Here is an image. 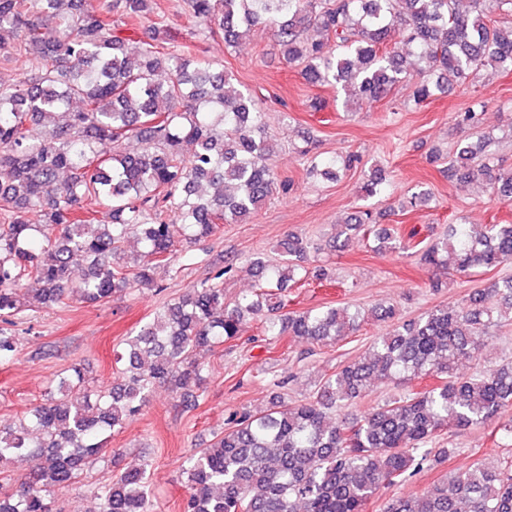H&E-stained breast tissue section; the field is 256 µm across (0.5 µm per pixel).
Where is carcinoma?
<instances>
[{
	"label": "carcinoma",
	"instance_id": "1",
	"mask_svg": "<svg viewBox=\"0 0 512 512\" xmlns=\"http://www.w3.org/2000/svg\"><path fill=\"white\" fill-rule=\"evenodd\" d=\"M0 0V30L19 35L13 51L28 71L0 83V361L16 354L6 329L25 307L22 289L50 306L69 298L105 303L133 283L153 284V269L173 261L177 240L196 241L238 223L279 189L274 154L255 96L236 87L218 61L196 56L172 28L154 22L155 0ZM189 0L192 39L221 35L230 45L260 28L278 39L288 62L311 84L336 83L357 98L386 97L408 72L390 47L402 36L427 75L420 105L487 68L512 66V26L491 23L512 0ZM138 41L129 54L127 46ZM164 70L168 80L158 82ZM136 138L141 151L122 143ZM193 150L184 154L183 146ZM485 145H457L448 174L478 181L512 202V169L481 157ZM358 162L320 160L325 174ZM140 245L133 265L124 245ZM370 240L383 252L406 245L401 229L381 227L368 210L336 225L335 247ZM448 274L512 260V224L480 231L450 224L422 253ZM259 289L224 302L228 264L164 304L130 341L124 383L84 385L71 368L67 393L47 394L17 429L0 428V463L38 451L39 472L0 497V512H53L49 487H68L85 460L105 451L106 434L142 409L152 389L189 391L203 380L196 355L239 338L259 318L263 334L331 345L371 319L392 321L366 354L324 376L314 393L290 402L274 392L259 412H234L204 448L186 460L183 512H365L382 488L402 484L455 453L442 432L485 425L512 406V362L463 377L457 364L485 347L491 329L512 320V277L492 282L450 309L437 306L399 322L392 306L367 311L322 306L288 311L286 292L312 277L308 245L297 236L282 256L250 260ZM426 380L421 390L356 417L338 412L369 396L373 380ZM101 512H151L147 468L135 467L93 489ZM383 512H512V460L476 463L419 495L388 499Z\"/></svg>",
	"mask_w": 512,
	"mask_h": 512
}]
</instances>
